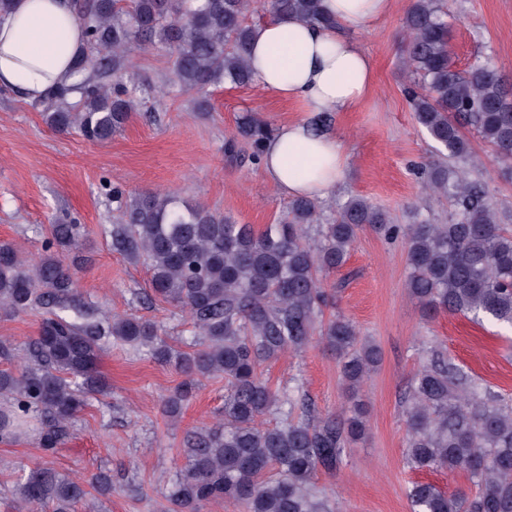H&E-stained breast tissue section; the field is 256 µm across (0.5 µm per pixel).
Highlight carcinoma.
Returning a JSON list of instances; mask_svg holds the SVG:
<instances>
[{"instance_id":"carcinoma-1","label":"carcinoma","mask_w":512,"mask_h":512,"mask_svg":"<svg viewBox=\"0 0 512 512\" xmlns=\"http://www.w3.org/2000/svg\"><path fill=\"white\" fill-rule=\"evenodd\" d=\"M257 4L272 18L330 23L320 0H71L87 36L77 60L84 92L73 104L68 88L54 91L46 124L57 132L76 128L89 141L111 139L136 109L125 63L133 50L157 42L171 50L187 91L254 84L248 15ZM403 27L414 117L436 153L455 162L433 164L427 183L453 207L448 223L393 224L383 209L352 195L331 224L321 223L315 199L302 197L278 223L256 229L170 194L130 196L114 186L121 218L112 225V251L148 265L154 296L189 315L201 336L199 348L174 353L149 320L114 315L77 322L62 315L75 296L67 260L79 247L81 225H52L45 254L34 262L1 242L0 312L41 309L45 317L27 346L30 364L18 374L0 371V397L8 400L0 407V442L16 440L35 416L40 448L56 453L88 395L105 389L100 341L111 336L151 348L155 359L175 363L185 375L163 402L170 418L181 414L197 378L224 376V424L187 435V464L167 495L168 512H201L220 499L241 512H336L315 478L336 470L344 448L365 438L357 395L379 366L381 350L360 338L350 320L320 319L328 293L318 273L342 267L366 228L402 237L406 287L422 313L464 314L512 327V228L491 204L487 184L457 166L481 165L465 133L470 128L512 173V90L489 58L456 69L439 0H412ZM270 132L258 114L247 113L225 139L224 152L240 157L243 141L255 165ZM316 339L336 355L348 392L351 406L339 419H311L308 402L295 390H274L261 375L267 361ZM271 414L282 416L280 424L263 425L260 419ZM403 415L409 467L463 472L477 487L471 494L415 482L407 492L412 512H512V408L499 396L433 350L412 379ZM90 487L109 492L112 479L99 473L81 481L37 466L22 473L15 496L30 512H72Z\"/></svg>"}]
</instances>
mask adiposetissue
<instances>
[{
  "instance_id": "ef3b65f1",
  "label": "adipose tissue",
  "mask_w": 512,
  "mask_h": 512,
  "mask_svg": "<svg viewBox=\"0 0 512 512\" xmlns=\"http://www.w3.org/2000/svg\"><path fill=\"white\" fill-rule=\"evenodd\" d=\"M394 0H322L336 20L323 27L273 18L252 31L250 66L266 92L307 112L351 111L371 90L374 66L358 36L392 9ZM84 46L68 0H14L0 14V90L28 103L44 101L79 80ZM265 178L289 198H324L342 181L348 156L338 136L315 132L307 120L282 122L265 139L259 159Z\"/></svg>"
}]
</instances>
